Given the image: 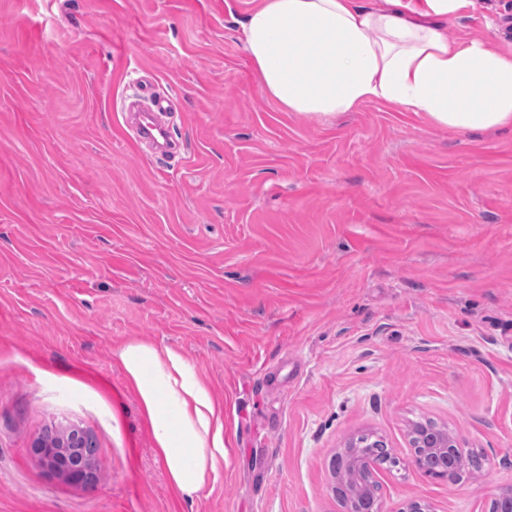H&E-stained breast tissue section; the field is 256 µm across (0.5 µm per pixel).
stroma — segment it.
I'll use <instances>...</instances> for the list:
<instances>
[{
	"label": "stroma",
	"instance_id": "35a3bbf8",
	"mask_svg": "<svg viewBox=\"0 0 512 512\" xmlns=\"http://www.w3.org/2000/svg\"><path fill=\"white\" fill-rule=\"evenodd\" d=\"M261 0H0V512H342L331 456L381 435V512L512 494V131L382 102L317 121L264 94L239 19ZM448 37L512 52V0ZM180 158L132 142L139 86ZM172 346L224 421V466L169 485L116 349ZM482 468L413 464V423ZM78 427L73 483L34 450Z\"/></svg>",
	"mask_w": 512,
	"mask_h": 512
}]
</instances>
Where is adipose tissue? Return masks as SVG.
<instances>
[{
	"label": "adipose tissue",
	"mask_w": 512,
	"mask_h": 512,
	"mask_svg": "<svg viewBox=\"0 0 512 512\" xmlns=\"http://www.w3.org/2000/svg\"><path fill=\"white\" fill-rule=\"evenodd\" d=\"M467 0H263L240 25L263 92L326 119L382 101L459 132L512 130V54L490 39L452 41ZM116 355L172 487L194 497L224 462L214 396L181 352L131 341Z\"/></svg>",
	"instance_id": "ef3b65f1"
}]
</instances>
